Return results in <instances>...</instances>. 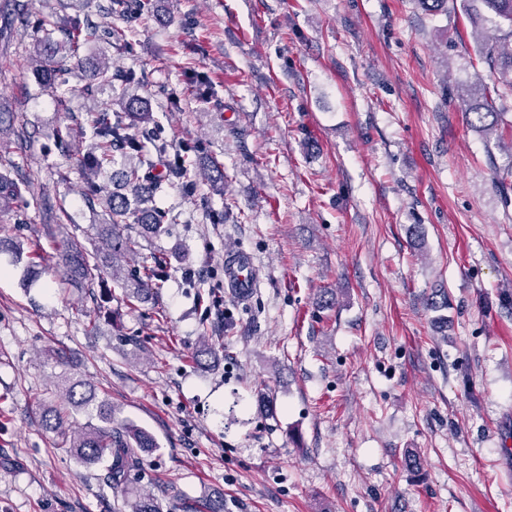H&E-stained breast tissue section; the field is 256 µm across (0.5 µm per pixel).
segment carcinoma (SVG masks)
<instances>
[{
  "label": "carcinoma",
  "instance_id": "1",
  "mask_svg": "<svg viewBox=\"0 0 512 512\" xmlns=\"http://www.w3.org/2000/svg\"><path fill=\"white\" fill-rule=\"evenodd\" d=\"M462 10L469 19H482L499 31L507 30V36L512 37V0H462ZM120 37L122 33L99 30L77 14L67 26L59 29L58 39L46 46L40 41L33 44V74L43 86L54 88L59 76L70 70L72 61H81V49L98 41L110 45L112 39ZM478 62L487 64L495 72L498 96L503 99L512 97V50L500 52L496 44L482 41L478 43ZM91 78L109 86L120 82L127 99L121 112L90 110L89 131L97 153L77 160L84 171L85 202L91 207L97 202L102 204L106 216L104 223L95 225V248L90 250L68 236L54 240L62 275L88 288L98 283V275L103 272L116 280L124 278L123 262L139 248L138 239L126 232L124 225L131 215L130 200L124 190L128 189L135 195L137 223L143 233H156L170 220L169 212L156 201L164 190L163 182L145 173L148 163L144 160L145 145L141 134L153 116L147 101L129 92L139 83L136 71L112 69L107 55L103 54L95 63ZM482 93L483 88L476 85L459 98L464 105L467 124L474 129L488 131L493 129V122L498 120L500 113L491 99L477 102L478 95ZM13 122V113L0 112V137L5 140L13 136L26 138L25 131L17 130ZM115 151L122 152L133 164L125 170L123 191L107 193L96 181V176L100 169L112 163ZM25 190V185L0 173V213L11 210ZM164 277L165 270L160 261L131 275V298L143 302L152 299L158 294ZM55 387L64 403L43 405L40 420L45 429L61 437L62 452L85 463L104 464V482L128 496L126 505L130 512H163L154 494L129 489L132 473L138 471L143 463L142 453L157 447L154 437L133 423L116 422L112 405L96 401L95 389L83 381L61 375ZM80 410L95 415L100 425L84 429L77 426L72 415Z\"/></svg>",
  "mask_w": 512,
  "mask_h": 512
}]
</instances>
